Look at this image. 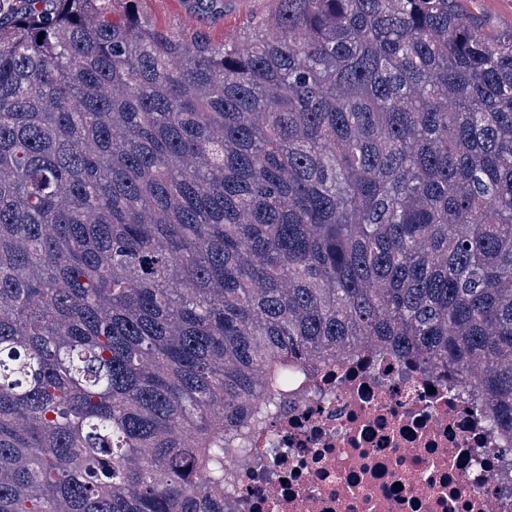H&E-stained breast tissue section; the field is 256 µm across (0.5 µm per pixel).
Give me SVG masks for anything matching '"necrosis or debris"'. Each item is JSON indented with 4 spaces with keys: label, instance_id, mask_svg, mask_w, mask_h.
I'll return each mask as SVG.
<instances>
[{
    "label": "necrosis or debris",
    "instance_id": "obj_1",
    "mask_svg": "<svg viewBox=\"0 0 512 512\" xmlns=\"http://www.w3.org/2000/svg\"><path fill=\"white\" fill-rule=\"evenodd\" d=\"M449 370L370 348L321 367L262 431L229 512H512V434Z\"/></svg>",
    "mask_w": 512,
    "mask_h": 512
}]
</instances>
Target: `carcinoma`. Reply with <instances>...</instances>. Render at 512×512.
Masks as SVG:
<instances>
[{
  "instance_id": "cac0c4a2",
  "label": "carcinoma",
  "mask_w": 512,
  "mask_h": 512,
  "mask_svg": "<svg viewBox=\"0 0 512 512\" xmlns=\"http://www.w3.org/2000/svg\"><path fill=\"white\" fill-rule=\"evenodd\" d=\"M15 2L0 512H226L224 458L364 346L448 365L512 433V29L276 0L217 48Z\"/></svg>"
}]
</instances>
